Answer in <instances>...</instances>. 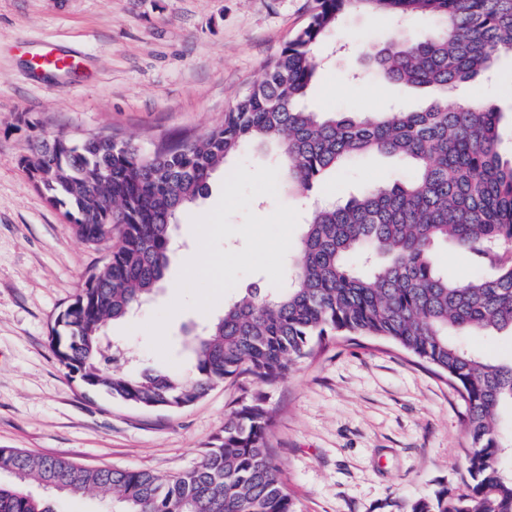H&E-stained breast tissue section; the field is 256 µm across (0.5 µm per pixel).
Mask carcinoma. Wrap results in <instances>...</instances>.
I'll return each instance as SVG.
<instances>
[{
	"mask_svg": "<svg viewBox=\"0 0 512 512\" xmlns=\"http://www.w3.org/2000/svg\"><path fill=\"white\" fill-rule=\"evenodd\" d=\"M436 28L392 35L368 57L371 72L429 86L422 110L360 116L304 106L319 70L315 48L350 12ZM512 57V0H313L308 23L204 135L148 154L128 140L40 141L21 164L75 234L118 246L59 315L52 336L61 364L114 400L182 409L222 383L241 395L195 468L162 479L137 469L91 468L0 448V472L73 497L110 494L118 512H300L287 491L262 388L326 347L330 336L387 340L454 384L465 407L464 489L443 488L404 512H512V359L490 363L456 336L512 339V160L497 150L499 110L459 92ZM455 101L448 103V98ZM263 146L288 181L309 191L368 153L411 162L413 173L370 184L345 201L318 204L304 224L288 282L250 290L189 330L193 373L126 371L101 347L106 325L149 302L163 280L181 213L204 198L227 159ZM445 243L490 267L453 280L434 248ZM0 512H52L44 499L0 484Z\"/></svg>",
	"mask_w": 512,
	"mask_h": 512,
	"instance_id": "1",
	"label": "carcinoma"
}]
</instances>
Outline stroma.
I'll use <instances>...</instances> for the list:
<instances>
[{
	"label": "stroma",
	"mask_w": 512,
	"mask_h": 512,
	"mask_svg": "<svg viewBox=\"0 0 512 512\" xmlns=\"http://www.w3.org/2000/svg\"><path fill=\"white\" fill-rule=\"evenodd\" d=\"M312 0H0V448H19L88 467L170 477L200 462L239 395L222 384L179 409L142 408L84 386L59 362L50 331L115 239L90 245L32 185L20 160L40 138L114 133L151 153L222 124L225 112L265 74L268 61L306 24ZM394 30L391 17L354 12L338 25L345 52L325 45L309 105L324 112L422 107L428 93L371 77L367 58ZM74 58L66 75L34 72L42 47ZM469 93L502 112L499 150L512 155V58ZM270 165L253 148L226 162L209 196L180 216V244L150 304L110 323V340L145 367L190 375L181 341L201 311L167 327L169 359L150 346L146 324L176 296L184 224L218 203L237 163ZM369 154L313 188L344 199L408 170ZM271 441L301 512H398V506L460 483L464 408L457 392L391 344L338 338L265 387Z\"/></svg>",
	"instance_id": "1"
}]
</instances>
